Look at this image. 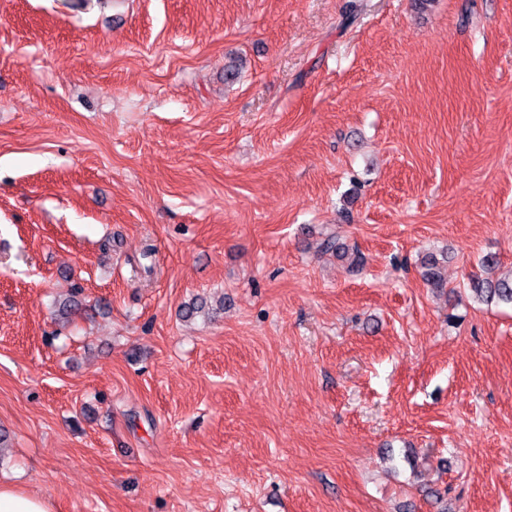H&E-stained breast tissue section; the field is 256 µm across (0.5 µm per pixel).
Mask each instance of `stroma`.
Returning <instances> with one entry per match:
<instances>
[{"mask_svg":"<svg viewBox=\"0 0 512 512\" xmlns=\"http://www.w3.org/2000/svg\"><path fill=\"white\" fill-rule=\"evenodd\" d=\"M488 253L512 270V0H0V484L512 512ZM74 288L105 311L59 322ZM445 261H440L433 253L427 254L421 261L422 276L426 283L436 290L447 288ZM470 290L480 301L487 304L512 303V276L493 278L476 274L470 279Z\"/></svg>","mask_w":512,"mask_h":512,"instance_id":"35a3bbf8","label":"stroma"}]
</instances>
